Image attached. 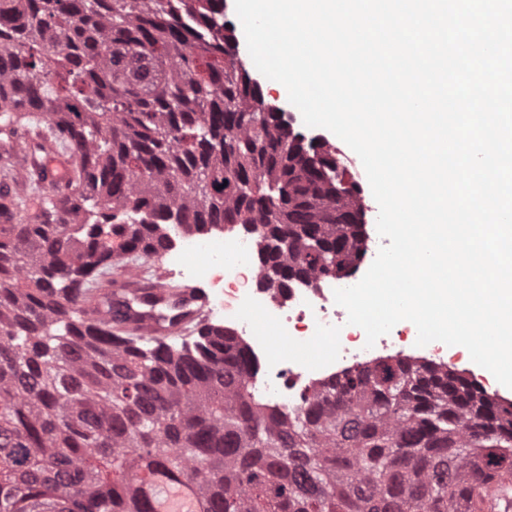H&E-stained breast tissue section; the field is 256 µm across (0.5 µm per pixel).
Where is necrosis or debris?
I'll use <instances>...</instances> for the list:
<instances>
[{
	"mask_svg": "<svg viewBox=\"0 0 512 512\" xmlns=\"http://www.w3.org/2000/svg\"><path fill=\"white\" fill-rule=\"evenodd\" d=\"M168 237L169 267L184 276L211 278L216 288L215 319L245 339L256 364L255 393L281 409H295L314 385L342 370L395 350L408 348L415 358L440 363L462 358L440 341L417 346L408 321L397 323L374 346H367L363 329L348 324L346 309L334 300L343 280L323 278L314 286L296 283L284 294H273L261 284L249 234L227 242L218 235L198 238L173 225ZM275 335L287 341V351L272 348Z\"/></svg>",
	"mask_w": 512,
	"mask_h": 512,
	"instance_id": "necrosis-or-debris-1",
	"label": "necrosis or debris"
}]
</instances>
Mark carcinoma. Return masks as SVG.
I'll use <instances>...</instances> for the list:
<instances>
[{
  "label": "carcinoma",
  "instance_id": "cac0c4a2",
  "mask_svg": "<svg viewBox=\"0 0 512 512\" xmlns=\"http://www.w3.org/2000/svg\"><path fill=\"white\" fill-rule=\"evenodd\" d=\"M224 0H0V122L44 119L75 159L31 221L0 224V512H153L154 481L200 512H482L512 493V401L407 355L357 365L292 413L258 400L246 345L115 336L142 310L101 291L167 227L253 233L263 282L361 261L360 189L236 64ZM63 210L67 223L49 216Z\"/></svg>",
  "mask_w": 512,
  "mask_h": 512
}]
</instances>
